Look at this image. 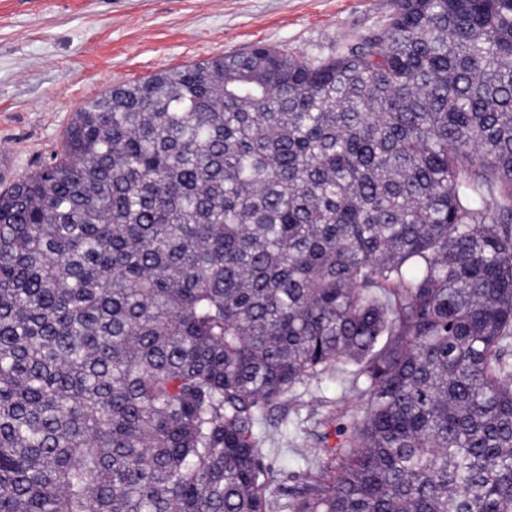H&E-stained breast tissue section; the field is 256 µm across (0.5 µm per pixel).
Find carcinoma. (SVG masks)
Instances as JSON below:
<instances>
[{"instance_id":"carcinoma-1","label":"carcinoma","mask_w":512,"mask_h":512,"mask_svg":"<svg viewBox=\"0 0 512 512\" xmlns=\"http://www.w3.org/2000/svg\"><path fill=\"white\" fill-rule=\"evenodd\" d=\"M391 5L117 85L0 192V512H272L340 363L291 512H512V0ZM353 369L351 365L338 364L320 380L309 381L282 396L281 409L274 413V419L279 421L275 423L282 435L288 437V446L284 438L279 444L261 448L263 464L273 475L266 486V496L275 505L293 502L295 487L306 470L301 452L323 448L315 444L312 433L328 431L326 445H336L335 423L324 427L319 424L321 419L336 415V407L346 412V418L357 413L358 401L347 389Z\"/></svg>"}]
</instances>
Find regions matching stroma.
Wrapping results in <instances>:
<instances>
[{"label":"stroma","mask_w":512,"mask_h":512,"mask_svg":"<svg viewBox=\"0 0 512 512\" xmlns=\"http://www.w3.org/2000/svg\"><path fill=\"white\" fill-rule=\"evenodd\" d=\"M391 0H0V189L50 162L75 110L111 87L255 45L317 53L383 27ZM352 368L281 398L287 443L261 449L266 495L287 505L322 418L356 414Z\"/></svg>","instance_id":"35a3bbf8"}]
</instances>
